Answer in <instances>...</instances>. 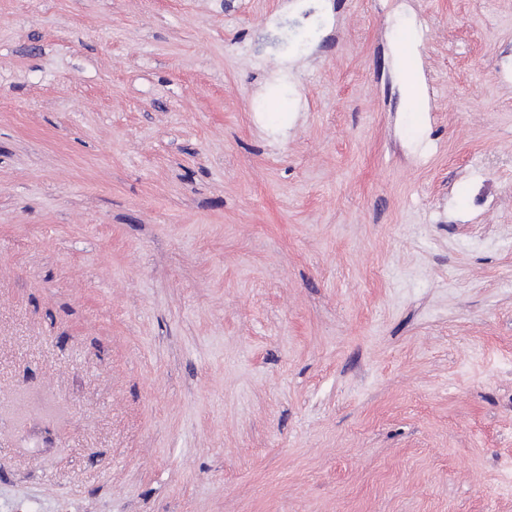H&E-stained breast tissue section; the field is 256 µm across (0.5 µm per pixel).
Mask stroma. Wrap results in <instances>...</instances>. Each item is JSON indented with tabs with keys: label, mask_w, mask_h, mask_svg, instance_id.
<instances>
[{
	"label": "stroma",
	"mask_w": 512,
	"mask_h": 512,
	"mask_svg": "<svg viewBox=\"0 0 512 512\" xmlns=\"http://www.w3.org/2000/svg\"><path fill=\"white\" fill-rule=\"evenodd\" d=\"M510 474L512 0H0V512Z\"/></svg>",
	"instance_id": "stroma-1"
}]
</instances>
